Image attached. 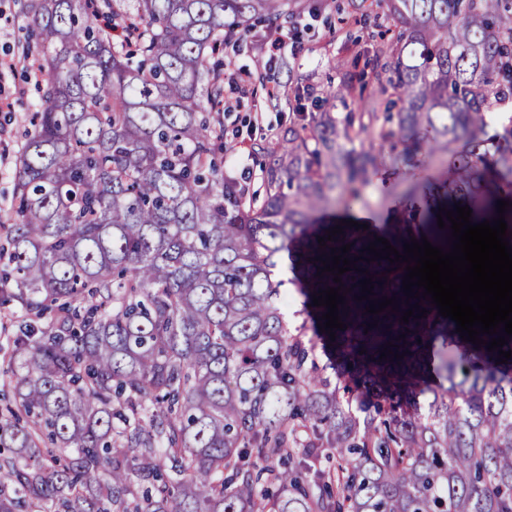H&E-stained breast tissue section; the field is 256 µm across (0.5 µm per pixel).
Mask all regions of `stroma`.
<instances>
[{
    "mask_svg": "<svg viewBox=\"0 0 512 512\" xmlns=\"http://www.w3.org/2000/svg\"><path fill=\"white\" fill-rule=\"evenodd\" d=\"M25 4L26 0H0V57L22 56ZM299 5L300 27L293 49L283 52L271 46L278 30L290 29L287 17L255 20L232 54L237 65L250 69L252 81L243 90L231 83L224 86V97L233 104L224 115V177L253 190L261 185L256 144L274 141L282 127L300 122L302 114L312 109L300 87L310 84L333 96L343 79H351L353 93L346 104L336 105L335 112L358 111L360 96L373 91L368 61L395 35L386 7L375 0H300ZM1 97L12 104L10 111L0 112V224H9L14 219L15 167L39 94L35 81L18 66L0 79ZM406 149L415 159L427 161L425 175L438 197L437 205L447 207L443 193L448 169L434 157L438 144L427 139L407 143ZM406 184L401 174L369 173L361 186V200L338 207L337 220L360 221L367 224L370 235L391 238L409 220L403 194ZM280 291L292 298L286 310L289 325L306 326L317 359L326 365L331 381L352 382L354 371L341 362L322 336L296 277L283 281Z\"/></svg>",
    "mask_w": 512,
    "mask_h": 512,
    "instance_id": "stroma-1",
    "label": "stroma"
}]
</instances>
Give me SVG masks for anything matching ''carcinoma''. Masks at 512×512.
<instances>
[{
    "label": "carcinoma",
    "mask_w": 512,
    "mask_h": 512,
    "mask_svg": "<svg viewBox=\"0 0 512 512\" xmlns=\"http://www.w3.org/2000/svg\"><path fill=\"white\" fill-rule=\"evenodd\" d=\"M400 28L372 61L378 96L401 107L375 127L376 101L336 118L308 112L261 144L263 189L224 180V60L258 15L284 0H30L25 53L41 104L15 172V222L0 224V304L26 318L0 409V512H512V384L472 375L443 351L447 385L424 413L382 418L331 382L290 327L274 280L287 252L310 286L346 290L336 330L367 392L410 384L428 336L456 323L416 303L405 266L367 263L354 227L314 213L346 206L383 158L351 143L377 135L442 140L446 195L483 222L497 201L512 231V11L505 0H387ZM498 114L501 130L486 131ZM432 245L452 229L430 213ZM351 244L360 271L317 277L314 258ZM396 297L399 311L365 312ZM49 322L37 329L45 316ZM378 326L367 328V324ZM405 335L401 341L398 336ZM392 354L380 358L387 343ZM400 357H394V354ZM336 456L315 489L295 450Z\"/></svg>",
    "instance_id": "carcinoma-1"
}]
</instances>
